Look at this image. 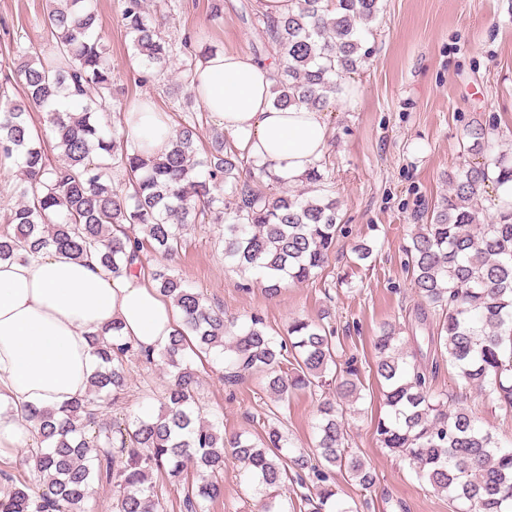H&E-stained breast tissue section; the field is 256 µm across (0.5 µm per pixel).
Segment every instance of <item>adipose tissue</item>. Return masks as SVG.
Returning <instances> with one entry per match:
<instances>
[{
    "mask_svg": "<svg viewBox=\"0 0 512 512\" xmlns=\"http://www.w3.org/2000/svg\"><path fill=\"white\" fill-rule=\"evenodd\" d=\"M274 64L237 51L202 60L193 73L198 100L254 167L294 183L329 145L323 112L275 106ZM125 127L150 152L164 151L171 128L163 113L132 107ZM181 312L143 272L110 277L93 259L50 250L0 261V449L31 443L23 405L57 407L84 396L96 368L90 337L119 322L124 338L159 350Z\"/></svg>",
    "mask_w": 512,
    "mask_h": 512,
    "instance_id": "adipose-tissue-1",
    "label": "adipose tissue"
}]
</instances>
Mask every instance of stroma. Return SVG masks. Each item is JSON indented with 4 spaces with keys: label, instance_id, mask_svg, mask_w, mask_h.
<instances>
[{
    "label": "stroma",
    "instance_id": "stroma-1",
    "mask_svg": "<svg viewBox=\"0 0 512 512\" xmlns=\"http://www.w3.org/2000/svg\"><path fill=\"white\" fill-rule=\"evenodd\" d=\"M224 2L223 14L215 18L210 0H147L175 68L163 80L143 83L130 38L117 24L120 0H96L112 79L124 88L127 104L147 96L158 111L178 120L186 107L178 67L192 44L248 54L261 47L257 31L237 18L234 0ZM379 7L373 33L364 42L371 54L348 77L353 91L346 101L332 100L326 114L330 187L349 233L338 240L322 278L285 282L273 296L257 287L243 290L239 273L214 244L218 228L208 225L185 232L171 263L226 318L243 323L261 316L275 335L286 333L292 317L315 320L330 310L343 350L356 359L365 385L359 411L348 415L346 429L376 476L368 493L337 478L340 499L367 500L361 512H453L446 494L419 481L377 440L376 426L387 408L373 372L372 339L381 323L396 324L407 352H421L423 362L433 366L432 389L456 393L454 369L426 351L427 332L415 324V313L426 302L411 285L402 248L414 226L447 195L446 178L463 161L469 125L494 126L493 152L512 148V0H379ZM45 9L46 0H0V89L7 97L21 93L12 63L15 46L46 52L53 45ZM357 240L367 241L374 251L356 266L351 247ZM221 371V365L209 363L201 372L202 417L222 421L228 435L256 433V419L270 407V399L251 377L224 385ZM168 379L164 365L133 363L129 398L104 407L103 418L120 421L158 413ZM321 399V394L302 392L281 407L298 450L311 445ZM223 479L224 495L210 503L209 512H262L237 462H225Z\"/></svg>",
    "mask_w": 512,
    "mask_h": 512
}]
</instances>
